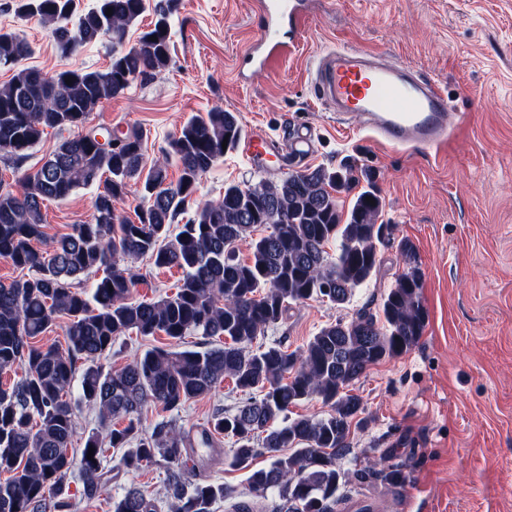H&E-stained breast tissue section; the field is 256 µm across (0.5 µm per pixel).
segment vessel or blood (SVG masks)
<instances>
[{
	"mask_svg": "<svg viewBox=\"0 0 512 512\" xmlns=\"http://www.w3.org/2000/svg\"><path fill=\"white\" fill-rule=\"evenodd\" d=\"M262 30L244 53L253 67L278 66L305 30L307 14L300 0H258ZM317 99L332 103L337 118H364L365 127L386 146H420L437 152L454 137L466 116L448 117V99L435 83L410 77L402 62L381 53L353 48L320 53L310 72Z\"/></svg>",
	"mask_w": 512,
	"mask_h": 512,
	"instance_id": "b4317fda",
	"label": "vessel or blood"
}]
</instances>
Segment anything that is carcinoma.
<instances>
[{
  "mask_svg": "<svg viewBox=\"0 0 512 512\" xmlns=\"http://www.w3.org/2000/svg\"><path fill=\"white\" fill-rule=\"evenodd\" d=\"M76 6L77 0H16L15 12L49 27L68 55L109 38L104 69L48 75L23 67L29 43L0 29V67L13 71L0 84V153L21 162L47 130H76L40 168L19 178V190L0 185V259L32 272L0 283V374H13L0 383V473L9 474L0 480V512H73V477L85 499L100 497L112 448L124 449L120 465L127 469L166 464L171 512H214L231 493L198 478L189 462L200 448L216 449L222 437L233 445L232 465L247 471L248 498L232 502L229 512H350L360 486H402L404 467L388 457L352 473L336 460L349 452L352 425L363 423L362 398L350 386L369 367L408 353L424 333L423 274L409 243L401 244L405 267L378 314L331 322L295 351L254 347L291 306L314 297L347 304L376 274L390 227L378 222L382 197L370 170L306 165L276 181L229 183L222 196L175 224L200 176L238 145V117L219 108L187 120L149 166L142 131L88 127L95 108L136 78L168 68L175 0H94L80 14ZM149 11L154 20L138 45L125 46L129 29ZM173 163L180 170L174 186L167 183ZM133 183L134 221L118 209ZM89 188L96 189L89 218L48 237L44 203ZM350 193L345 211L341 197ZM259 228L265 233L256 234ZM243 243L245 259L237 255ZM139 258L182 271L176 292L137 297L140 274L130 263ZM61 318L66 346L37 343ZM130 331L170 341L192 332L224 345L155 346L104 370L97 360ZM226 378L242 393L236 410H217L195 433L180 428L175 416ZM310 398L330 412L288 416ZM151 405L171 418L142 435ZM83 406L97 410V425L76 448ZM262 456L269 464L253 467ZM112 512H160V506L131 485L112 497Z\"/></svg>",
  "mask_w": 512,
  "mask_h": 512,
  "instance_id": "1",
  "label": "carcinoma"
}]
</instances>
